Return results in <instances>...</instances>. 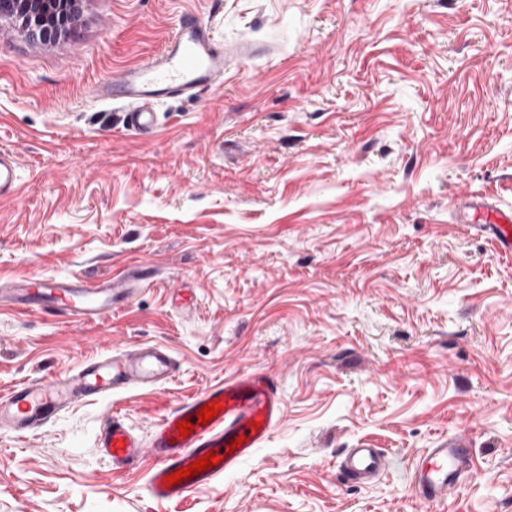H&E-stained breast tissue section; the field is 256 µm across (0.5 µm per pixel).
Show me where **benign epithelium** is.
<instances>
[{"label": "benign epithelium", "instance_id": "1", "mask_svg": "<svg viewBox=\"0 0 512 512\" xmlns=\"http://www.w3.org/2000/svg\"><path fill=\"white\" fill-rule=\"evenodd\" d=\"M80 0H0V17L21 22L28 36L55 42L69 31Z\"/></svg>", "mask_w": 512, "mask_h": 512}]
</instances>
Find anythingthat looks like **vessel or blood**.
Wrapping results in <instances>:
<instances>
[{
  "label": "vessel or blood",
  "mask_w": 512,
  "mask_h": 512,
  "mask_svg": "<svg viewBox=\"0 0 512 512\" xmlns=\"http://www.w3.org/2000/svg\"><path fill=\"white\" fill-rule=\"evenodd\" d=\"M261 53L250 40L217 47L211 27L185 16L158 53L117 79L98 85L93 94L102 101L122 103L127 127L139 136L150 137L157 129L153 104L171 97L191 98L223 84L227 72ZM19 190L15 159L0 151V198L16 197ZM483 212L499 251L511 254L512 210L487 204ZM149 278L150 272L143 265L94 283L70 277L22 276L0 285V303L72 322L98 320L126 308ZM177 372L175 358L163 347L141 343L112 348L84 361L77 369L19 384L0 396V428L24 436L83 400L109 398L131 389L156 391ZM210 403L220 405L219 414L206 425H196L188 437H181L180 421L194 422L201 407ZM281 417L282 401L273 379L250 371L205 387L179 403L159 421L146 445L121 416H112L99 434V446L119 469L142 456H151L154 464L147 475V492L157 502H174L234 472L256 448L269 441ZM238 436L244 437V444L228 451L229 441ZM211 452L218 455L219 465L175 486L166 485L168 475ZM387 465V456L379 448L347 449L341 461L345 476L357 483L379 476ZM471 466L466 439H445L416 459L410 472L411 490L429 512H441Z\"/></svg>",
  "instance_id": "obj_1"
}]
</instances>
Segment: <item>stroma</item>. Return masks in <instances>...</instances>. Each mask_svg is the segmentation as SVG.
Segmentation results:
<instances>
[{
	"mask_svg": "<svg viewBox=\"0 0 512 512\" xmlns=\"http://www.w3.org/2000/svg\"><path fill=\"white\" fill-rule=\"evenodd\" d=\"M187 13L226 42L273 45L159 130L85 92L160 49ZM0 280L154 277L102 320L0 306V395L113 345L166 347L173 382L0 430V512H425L423 449L466 437L446 512H512V256L474 205L512 210V0H83L69 34L0 18ZM188 290L192 311L177 296ZM273 378L270 440L181 502L116 469L98 433L141 437L206 386ZM390 464L352 483L346 449ZM20 185L14 156L0 151V198H14L19 193Z\"/></svg>",
	"mask_w": 512,
	"mask_h": 512,
	"instance_id": "stroma-1",
	"label": "stroma"
}]
</instances>
